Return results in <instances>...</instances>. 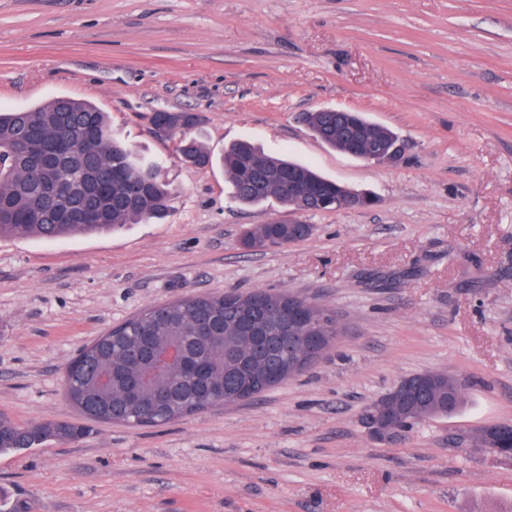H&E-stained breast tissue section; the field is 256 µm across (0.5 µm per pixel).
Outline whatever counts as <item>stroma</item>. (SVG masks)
I'll list each match as a JSON object with an SVG mask.
<instances>
[{
  "label": "stroma",
  "instance_id": "stroma-1",
  "mask_svg": "<svg viewBox=\"0 0 512 512\" xmlns=\"http://www.w3.org/2000/svg\"><path fill=\"white\" fill-rule=\"evenodd\" d=\"M57 96L108 112L176 193L158 223L0 237V413L80 422L62 393L80 349L191 294L287 291L342 334L249 401L0 453L5 512H512V458L450 445L512 422V0H0V108ZM321 107L394 129L401 161L324 145L301 120ZM161 109L200 113L214 154L248 140L379 203L246 250L287 210L182 162L150 134ZM426 371L461 380V408L374 440L364 409Z\"/></svg>",
  "mask_w": 512,
  "mask_h": 512
}]
</instances>
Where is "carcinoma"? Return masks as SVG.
Instances as JSON below:
<instances>
[{
  "label": "carcinoma",
  "instance_id": "carcinoma-1",
  "mask_svg": "<svg viewBox=\"0 0 512 512\" xmlns=\"http://www.w3.org/2000/svg\"><path fill=\"white\" fill-rule=\"evenodd\" d=\"M68 116L82 125L73 143V154L94 165L90 184L96 183L100 170L112 175L107 191L91 189L90 200L101 214L96 224L68 223L48 216L41 201L27 193L28 181L37 175L31 159L12 150L20 130L44 143L67 137L64 119ZM306 120L323 143L345 151L336 116L308 112ZM200 123L198 118L190 127L179 125L168 139L177 142L184 162L201 168L223 167L233 198L239 203L255 206L274 199L282 206L288 205L286 185L294 173L319 187L327 198L342 194L340 185L311 166L265 153L249 141L231 143L221 156H214L192 136ZM352 123L365 128L366 136L360 138L365 145L372 138L397 139L390 128L369 123L360 112L352 113ZM173 194L163 162L122 141L112 132L108 114L88 101L56 97L22 111L0 108V236L59 239L109 232L126 224L159 222L167 216ZM312 231L309 224H259L245 232L242 244L256 250L281 246L303 239ZM273 296L288 299L286 292H225L149 306L80 351L65 371L63 394L84 418L125 425L140 415H148L158 424L180 420L217 405L223 393L212 390L211 383L224 386L226 391L234 390L245 371L254 377L262 374L259 365L242 356L241 332L228 329V324L252 328L282 320L283 311L266 306V300ZM141 336L151 337L150 347L163 356L176 346L189 347L209 376H190L177 362L167 361L140 383L135 399L129 400L127 388L134 372L122 365L120 355ZM397 386L410 391L399 405L410 427L446 415L450 409L455 411L463 403L461 385L446 372L415 374L401 379ZM85 433V427L68 422L23 426L1 414L0 453L35 448L49 439L75 442ZM462 439L472 448H489L504 457L508 456L505 448L512 444V438H492L486 427Z\"/></svg>",
  "mask_w": 512,
  "mask_h": 512
}]
</instances>
